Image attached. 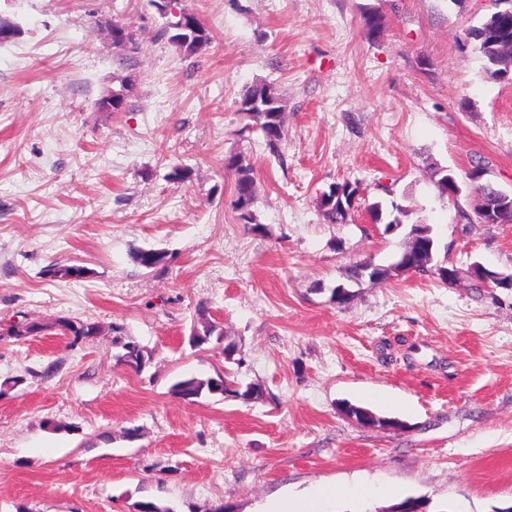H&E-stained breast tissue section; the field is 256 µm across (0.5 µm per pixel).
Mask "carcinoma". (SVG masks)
<instances>
[{
	"label": "carcinoma",
	"mask_w": 512,
	"mask_h": 512,
	"mask_svg": "<svg viewBox=\"0 0 512 512\" xmlns=\"http://www.w3.org/2000/svg\"><path fill=\"white\" fill-rule=\"evenodd\" d=\"M496 11L490 13L479 25L474 26L464 33L466 41L472 43L483 62L485 74L493 80H501L506 68L501 66V48L512 41V0H495ZM186 9L180 8L178 12H168L166 22L159 29L157 36L175 46L186 56H193L207 45L211 36L203 23H198L197 29L192 34L180 35L179 27L182 21V13ZM131 29V26L114 22L112 23V47L121 51V57L136 54L140 50L138 38L124 39L122 34ZM135 89L133 83L124 81L120 89L112 91V105L114 111H123L127 99ZM285 99L273 84H260L248 90L243 96L238 109L242 120L246 121V127L262 135L265 146L270 152H278V145L282 139L285 120ZM224 171L231 173L234 178L235 200L233 207L238 213V221L246 225L252 231L261 229V225L254 222L251 205L255 198V184L252 169L246 163L244 155L231 152L224 156ZM485 168L476 164L467 174V180L473 190L484 195L486 201L491 202L503 193L490 182L484 180ZM358 193V183L345 180L329 187L322 193L318 206L324 220L329 224H345L348 221L351 210V199ZM372 218L378 224H399L400 217L406 215V209L397 202H391V208L382 207L380 203H374L368 207ZM435 240L432 236V228L428 224H416L411 229L408 237L404 239L399 260H408L414 268V272L433 276L444 284L450 283L448 279V267L434 262ZM165 254L155 250H139L134 254V260L145 269H154L163 264ZM398 265L370 266L368 262H359L349 270L348 278L358 282L367 277L371 280H385ZM60 330L72 334L75 339L88 338L98 331L97 323L93 321H74L60 319L57 321ZM43 324L36 321L17 323L7 329V335L17 341L41 332ZM112 334L115 342L121 345L123 353L119 359L131 368L137 370L143 368L151 358L143 346L134 341H124V328L121 325H112ZM222 329L216 322L207 317H201L200 327L192 330L189 342L193 347H200L210 342L211 337L221 336ZM174 396L182 399L192 395L195 398L202 396H220L234 394L242 399H253L255 389L250 386L242 387L235 378L229 374L217 375L208 379L195 377L177 381L171 388Z\"/></svg>",
	"instance_id": "carcinoma-1"
}]
</instances>
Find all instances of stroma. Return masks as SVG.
I'll return each mask as SVG.
<instances>
[{
  "label": "stroma",
  "mask_w": 512,
  "mask_h": 512,
  "mask_svg": "<svg viewBox=\"0 0 512 512\" xmlns=\"http://www.w3.org/2000/svg\"><path fill=\"white\" fill-rule=\"evenodd\" d=\"M211 41L187 57L155 34L150 0H0V512H260L277 497L387 483L426 512L512 507V288L478 290L473 264L512 274V224L462 228L478 198L441 196L434 171L474 164L512 192V82L489 79L465 29L494 0H182ZM384 23L365 35V8ZM139 34L129 65L106 26ZM123 111L97 101L122 80ZM271 83L286 101L280 155L242 132L238 104ZM243 154L262 232L239 224L224 157ZM191 176L168 180L172 166ZM358 183L345 224L317 206ZM409 212L394 233L369 205ZM430 225L454 284L389 265ZM140 249L164 252L147 270ZM90 269L52 279L51 263ZM345 284L349 297L336 302ZM207 307L223 336L190 346ZM93 320L73 340L56 319ZM39 320L23 343L10 324ZM150 351L118 361L112 324ZM239 348L226 360L224 347ZM235 372L259 395L175 397L173 383ZM18 386H10V379ZM371 411L362 422L343 404ZM136 430L128 438L127 430Z\"/></svg>",
  "instance_id": "35a3bbf8"
}]
</instances>
